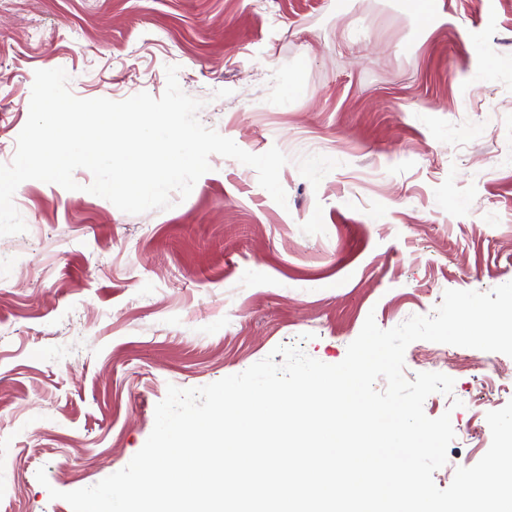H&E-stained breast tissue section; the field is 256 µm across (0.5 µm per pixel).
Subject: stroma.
<instances>
[{"label": "stroma", "mask_w": 512, "mask_h": 512, "mask_svg": "<svg viewBox=\"0 0 512 512\" xmlns=\"http://www.w3.org/2000/svg\"><path fill=\"white\" fill-rule=\"evenodd\" d=\"M0 0V158L34 73L83 99L160 97L165 68L199 121L289 158L279 206L256 171L211 156L187 199L131 215L23 182L26 233L0 237V512H72L143 447L168 386L202 387L276 346L340 363L367 315L387 330L446 290L512 282V0ZM424 340L407 378L438 372L455 438L447 488L491 445L512 357ZM460 407H453V400ZM45 469L48 482L36 479Z\"/></svg>", "instance_id": "1"}]
</instances>
